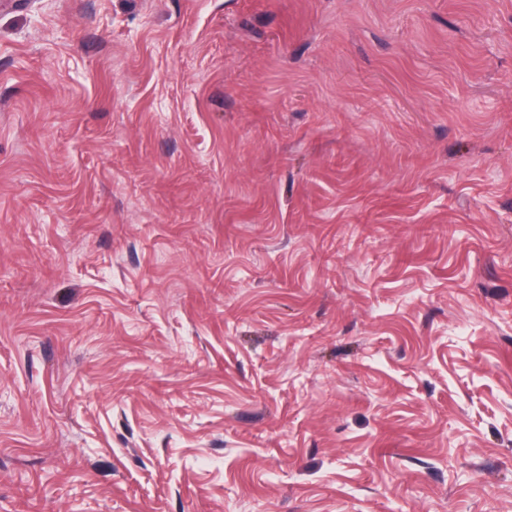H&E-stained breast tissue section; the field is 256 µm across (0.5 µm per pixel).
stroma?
Here are the masks:
<instances>
[{"label":"stroma","instance_id":"stroma-1","mask_svg":"<svg viewBox=\"0 0 512 512\" xmlns=\"http://www.w3.org/2000/svg\"><path fill=\"white\" fill-rule=\"evenodd\" d=\"M0 512H512V0H0Z\"/></svg>","mask_w":512,"mask_h":512}]
</instances>
